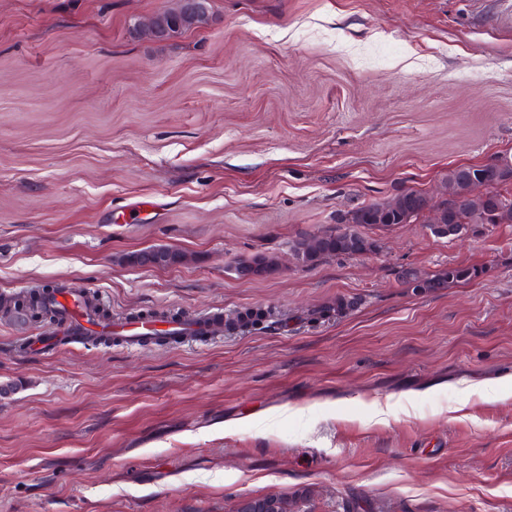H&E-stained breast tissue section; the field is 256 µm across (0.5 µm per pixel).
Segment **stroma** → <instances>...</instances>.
Listing matches in <instances>:
<instances>
[{"label": "stroma", "instance_id": "1", "mask_svg": "<svg viewBox=\"0 0 512 512\" xmlns=\"http://www.w3.org/2000/svg\"><path fill=\"white\" fill-rule=\"evenodd\" d=\"M0 0V304L53 283L115 320L272 327L31 355L0 312V512H512V224L345 227L512 156V0ZM166 246L172 267L127 254ZM277 257L238 279L237 261ZM481 268L413 291L401 272ZM354 305L335 313L338 297ZM314 243L312 251L298 257L305 266L340 255H356L370 250L372 244L356 230L346 228L344 231H326L309 239ZM245 508L246 512H293V503L279 495H265L251 498Z\"/></svg>", "mask_w": 512, "mask_h": 512}]
</instances>
